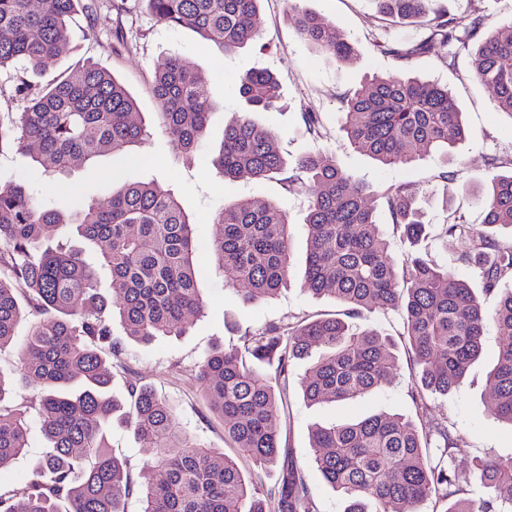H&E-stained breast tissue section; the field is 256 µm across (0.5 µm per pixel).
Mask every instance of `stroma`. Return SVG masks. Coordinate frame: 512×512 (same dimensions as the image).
Masks as SVG:
<instances>
[{"label":"stroma","mask_w":512,"mask_h":512,"mask_svg":"<svg viewBox=\"0 0 512 512\" xmlns=\"http://www.w3.org/2000/svg\"><path fill=\"white\" fill-rule=\"evenodd\" d=\"M300 8L336 23L355 46L348 62L313 49L297 35L288 16L287 0H262L258 28L260 40L230 54L185 28L158 21L144 0H82L83 8L69 25V43L54 69L61 72L86 60L107 68L135 99L134 120L143 123L149 139L133 153L96 159L91 169L79 170L61 180L50 179L35 169L27 154L0 152V183L24 178L31 192L46 205L67 207L77 198L110 197L117 183L157 179L180 196L182 206L196 224L198 285L203 292V312L188 320L185 334L160 336L137 344L126 336L120 321L112 323V338L124 352L113 368L110 392L124 398L126 383L138 378L150 384L177 412L188 430L213 448L224 446V426L215 418L202 395L196 375L200 356L218 344L242 345L245 333L266 323L334 314L337 304L326 297L302 292L301 284L307 241L304 220L309 198L301 189H285L276 180L244 174L223 180L212 168L224 127L241 115L274 132L289 165L312 151L349 172L373 190L406 180L418 182V204L424 212L430 236L425 246L431 256L446 265L474 290L482 284L472 268L462 263V243L448 236L447 224L460 221L481 227L484 213L474 193L486 188L499 163L512 160V118L501 112L492 94L470 76V59L459 55L448 67L435 54L410 60L383 55L381 46L414 41L425 32L423 24L403 25L379 14L374 0H298ZM428 13L479 18L478 37L512 23V0H427ZM186 58L205 80L213 104L206 141L192 158H185L179 145L164 132L151 93L155 69L166 59ZM250 69L271 71L281 86L278 109L245 113L237 92V79ZM376 74H412L448 87L463 114L467 134L450 156L432 152L413 170L399 166L379 167L354 149L340 132L343 99L367 78ZM317 113L327 132L316 139L305 128V113ZM448 179H439V172ZM256 200L278 203L288 213L291 245L288 281L276 295L255 305L244 304L226 291L211 260L209 243L215 234L213 214L225 203L248 204ZM502 341L496 328H489L480 359L468 370L462 385L448 396H435L431 408L419 414L409 395L412 362L406 349H399V368L389 383L356 402L313 404L303 396L301 379L308 361L296 363L288 380V413L279 425L281 453L303 470L317 512H342L336 493L321 479L313 462L310 429L337 419L374 413H399L413 421L447 426L460 446L459 466L470 467L473 459L512 454V426L490 415L486 376ZM113 452L128 463L132 481H139L148 460L149 444L122 427H113Z\"/></svg>","instance_id":"obj_1"}]
</instances>
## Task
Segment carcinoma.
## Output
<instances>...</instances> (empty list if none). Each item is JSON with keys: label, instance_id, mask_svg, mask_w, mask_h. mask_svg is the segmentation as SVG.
I'll return each instance as SVG.
<instances>
[{"label": "carcinoma", "instance_id": "cac0c4a2", "mask_svg": "<svg viewBox=\"0 0 512 512\" xmlns=\"http://www.w3.org/2000/svg\"><path fill=\"white\" fill-rule=\"evenodd\" d=\"M81 0H0V70L20 65L39 76L49 73L69 42L68 22ZM149 12L173 27L189 28L229 54L256 41L261 0H145ZM381 11L401 24L424 14L425 0H378ZM299 37L345 62L353 44L332 21L288 5ZM480 20L443 12L426 23V35L381 52L399 59L441 50L452 67L465 52L473 77L491 88L497 107L512 117V24L476 42ZM245 114L224 127L212 164L224 180L246 172L257 178L281 176L288 163L276 135L247 113L269 110L280 85L267 71H247L237 82ZM25 110L5 127L0 152L31 147L33 165L49 177L67 176L100 156L128 153L146 140L144 126L130 120L135 102L112 73L88 60L43 85L21 82ZM158 118L187 154L205 140L212 103L201 76L173 57L153 76ZM340 131L355 148L383 167L409 166L416 152H448L465 130L448 87L411 76L375 75L352 91L343 105ZM289 178L309 195L305 218L308 249L302 291L330 297L342 313L287 323H270L245 336L243 346L217 345L198 362L197 376L212 412L224 422V441L233 452L210 448L189 434L177 414L150 385L129 381V411L120 422L150 441L152 456L135 484L126 463L112 453L104 424L122 404L109 393L112 360L122 354L112 341L110 321L119 316L125 333L148 344L158 336L180 335L186 318L204 300L197 288L195 227L179 196L155 181L124 183L107 203L81 200L68 210L49 208L24 180L0 183V348L20 345L23 379H35V401L11 400L14 381L0 371V470L29 448L37 425L50 451L37 462L22 488L0 490V512H126L137 495L141 512H316L302 470L281 467L276 489L255 480L280 457L277 422L288 408L291 364L309 358L302 380L312 403L340 402L367 395L387 383L398 368L392 341L348 319L378 307L397 310L403 340L416 372L413 402L427 409V397L459 388L482 353L490 324L510 337L487 375L490 412L512 426V241L497 228L512 230V161L477 194L483 228L453 223L446 233L464 240L460 260L470 264L489 307L465 281L429 259L420 244L428 239L417 207L415 184L384 189L392 224L412 247L402 265L388 255L386 235L368 206L369 188L310 154ZM218 233L210 244L224 286L245 303L256 304L287 284L290 264L288 214L269 202L228 203L214 217ZM65 228L99 252V264L52 233ZM112 283V308L98 283ZM314 463L325 483L344 502L343 512H418L434 495L445 512H512V455L476 459L468 469L454 464L448 428L421 432L398 414H373L316 425L310 431ZM486 489L474 501L460 497L473 479Z\"/></svg>", "mask_w": 512, "mask_h": 512}]
</instances>
